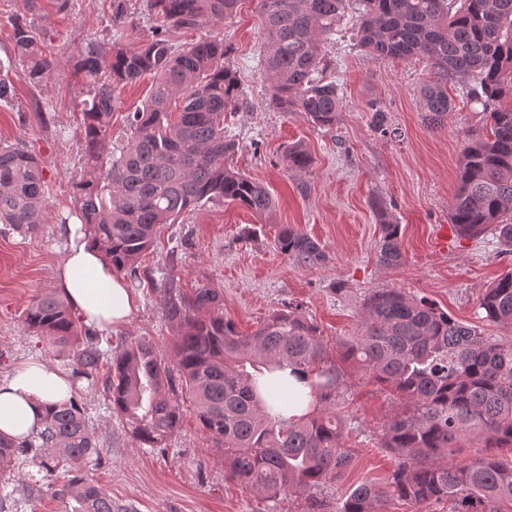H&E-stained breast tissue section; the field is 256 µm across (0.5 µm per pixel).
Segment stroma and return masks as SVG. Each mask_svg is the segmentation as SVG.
<instances>
[{
	"mask_svg": "<svg viewBox=\"0 0 512 512\" xmlns=\"http://www.w3.org/2000/svg\"><path fill=\"white\" fill-rule=\"evenodd\" d=\"M127 24L113 23L111 0H39L29 20L44 40L54 65L41 85L30 84L25 63L12 50L14 16L21 0H0V76L8 78L13 97L0 103V141L23 142L45 163L50 205L35 234L0 223V380L31 359L73 368L70 351L33 333L25 311L37 298L55 292V274L69 243L61 224L71 207L73 186L82 167L77 140L82 102L88 87L74 69L78 52L92 43L128 40L150 34L142 0H130ZM357 12L347 9L323 51L327 71L343 91L336 124L320 128L302 116L277 112L265 103L266 87L261 18L256 0H240L224 22L178 35V42L220 35L231 43L246 100L227 122L242 148L235 166L266 183L277 200L267 217L236 205L209 203L174 224L161 225L153 248L139 264L142 283L130 319L100 339L111 346L138 336L151 338L171 355L173 331L155 291L164 273L174 274L183 290L205 280L224 292V313L241 333L253 332L269 315L288 306L318 326L332 360L340 344L357 334L360 309L372 291L395 288L427 298L463 323L480 325L486 334L512 337V330L480 321L484 290L512 270V254L501 255L492 236L460 237L450 207L458 188V166L469 132H485L486 116L460 85L449 84L454 110L447 126L430 129L423 121L419 89L431 77L425 60H374L355 46ZM149 79L122 87L113 114V148L126 144V112L142 107ZM379 102L394 136L382 137L372 126L369 102ZM303 144L314 158L310 174L299 181L287 169L288 145ZM400 226L402 262L378 261L381 222ZM295 225L315 239L329 257L325 266L304 268L277 251L281 225ZM447 236V247L437 244ZM349 389L341 411L353 428L347 446L353 464L340 482L318 489L315 498H283L277 512H336V499L364 482L382 483L394 466L379 446L383 425L398 402L353 364H344ZM100 457L87 465V479L104 486L117 512H267L261 495L224 474V461L199 428L192 404L182 406V421L165 449L142 448L112 411L104 380L80 393ZM33 477L21 469H0V486L10 498L0 512H64L49 493H31Z\"/></svg>",
	"mask_w": 512,
	"mask_h": 512,
	"instance_id": "35a3bbf8",
	"label": "stroma"
}]
</instances>
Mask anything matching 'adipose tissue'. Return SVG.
Returning a JSON list of instances; mask_svg holds the SVG:
<instances>
[{
  "label": "adipose tissue",
  "instance_id": "ef3b65f1",
  "mask_svg": "<svg viewBox=\"0 0 512 512\" xmlns=\"http://www.w3.org/2000/svg\"><path fill=\"white\" fill-rule=\"evenodd\" d=\"M56 286L86 323L105 331L126 323L136 307L132 289L97 248L76 233L57 269ZM71 397L70 383L59 368L44 360L23 364L0 383V433L29 437L39 430L48 405Z\"/></svg>",
  "mask_w": 512,
  "mask_h": 512
}]
</instances>
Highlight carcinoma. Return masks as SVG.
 Returning a JSON list of instances; mask_svg holds the SVG:
<instances>
[{
    "mask_svg": "<svg viewBox=\"0 0 512 512\" xmlns=\"http://www.w3.org/2000/svg\"><path fill=\"white\" fill-rule=\"evenodd\" d=\"M151 35L126 47L93 44L75 68L92 86L82 102L79 142L84 173L74 184V215L91 244L116 272L136 275L137 263L161 224H173L214 201L234 203L259 216L275 200L260 181L236 169L240 141L224 126L243 89L228 63L233 48L214 37L177 44L174 36L224 21L238 0H143ZM350 0H257L263 24V74L268 105L297 112L319 127L336 124L343 97L326 79L330 60L323 39ZM357 45L374 59L426 58L434 78L421 87L430 128L448 123V83H458L481 105L489 131L467 139L458 189L450 209L456 232L491 234L512 251V0H358ZM14 52L29 80L50 70L40 38L24 17L12 22ZM152 78L143 107L126 116L130 140L116 153L109 130L119 105L116 90ZM374 126L394 134L385 111L370 105ZM298 176L313 166L300 144L285 152ZM49 194L41 160L18 143L0 141V223L34 231L43 223ZM399 225L382 224L379 262L401 263ZM276 247L296 265L313 269L328 256L311 237L283 225ZM174 327L173 360L144 336L108 353L99 337L77 325L68 302L55 294L35 300L25 323L54 345L74 351V381L108 363L112 411L141 447L160 448L179 428L181 398L195 403L203 433L224 456V474L269 502L310 494L340 481L352 461L347 418L338 411L346 375L331 360L319 328L296 307L270 316L249 335L224 316V294L201 281L185 294L175 275L159 289ZM482 319L512 328V271L479 299ZM353 361L390 389L404 407L382 427L381 447L395 466L381 485L348 489L336 512H386L392 499L448 503V512H503L512 503V339L486 336L425 298L381 289L365 299L357 336L343 343ZM293 366L308 373L318 406L289 420L268 405L288 404V390H261V367ZM474 439L481 453L460 458ZM99 455L95 433L77 399L46 410L42 428L24 440L0 435V467L32 466L66 512H114L112 496L83 474Z\"/></svg>",
    "mask_w": 512,
    "mask_h": 512,
    "instance_id": "1",
    "label": "carcinoma"
}]
</instances>
